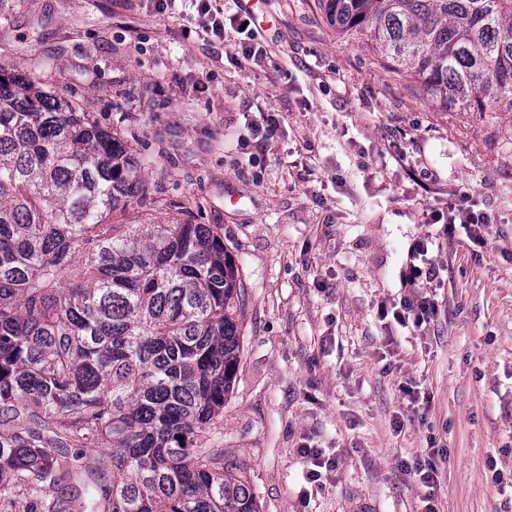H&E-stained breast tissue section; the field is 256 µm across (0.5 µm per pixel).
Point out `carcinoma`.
<instances>
[{
  "mask_svg": "<svg viewBox=\"0 0 512 512\" xmlns=\"http://www.w3.org/2000/svg\"><path fill=\"white\" fill-rule=\"evenodd\" d=\"M444 110L512 109V0H318ZM154 203L137 150L0 71V512H259L201 433L240 365L219 224H111ZM111 469L78 472V449Z\"/></svg>",
  "mask_w": 512,
  "mask_h": 512,
  "instance_id": "cac0c4a2",
  "label": "carcinoma"
}]
</instances>
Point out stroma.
<instances>
[{
	"mask_svg": "<svg viewBox=\"0 0 512 512\" xmlns=\"http://www.w3.org/2000/svg\"><path fill=\"white\" fill-rule=\"evenodd\" d=\"M223 9L218 38L191 0H0V68L118 123L151 159L154 223L224 229L241 363L199 447L259 512H420L427 458L438 512H512V112L441 110L315 0ZM463 194L494 219L487 246L441 244L424 331L379 321L428 214ZM305 445L336 457L328 480L306 481Z\"/></svg>",
	"mask_w": 512,
	"mask_h": 512,
	"instance_id": "obj_1",
	"label": "stroma"
}]
</instances>
